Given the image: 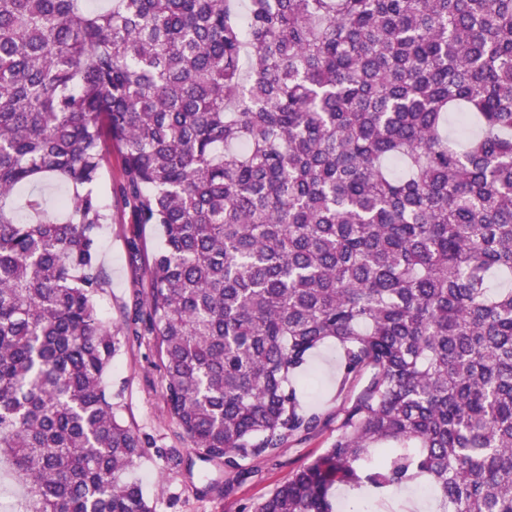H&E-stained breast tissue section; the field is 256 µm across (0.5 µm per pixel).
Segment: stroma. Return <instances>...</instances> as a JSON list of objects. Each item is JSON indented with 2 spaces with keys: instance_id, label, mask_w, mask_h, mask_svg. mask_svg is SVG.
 Instances as JSON below:
<instances>
[{
  "instance_id": "obj_1",
  "label": "stroma",
  "mask_w": 512,
  "mask_h": 512,
  "mask_svg": "<svg viewBox=\"0 0 512 512\" xmlns=\"http://www.w3.org/2000/svg\"><path fill=\"white\" fill-rule=\"evenodd\" d=\"M112 221L98 236V261L104 288L98 300L103 321L120 334V350L105 376L118 416L150 440L151 446L133 477L153 502L156 512H241L271 495L291 472L322 454L336 436L335 424H328L302 444L283 449L274 461L248 463V472L234 484L230 495L203 496L198 492L207 481L223 479L222 467L196 463L193 470L171 468L165 459L168 449L191 456L192 444L178 424L166 413L162 375L153 337L129 336L135 318L137 292L147 288L141 266L131 264L128 242L138 238L145 252L159 243L156 229L133 223L128 209L116 198H107ZM337 353L333 344L320 346L311 356L303 378L302 401L308 408L335 417L341 398L336 391Z\"/></svg>"
}]
</instances>
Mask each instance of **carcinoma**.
Instances as JSON below:
<instances>
[{"label": "carcinoma", "mask_w": 512, "mask_h": 512, "mask_svg": "<svg viewBox=\"0 0 512 512\" xmlns=\"http://www.w3.org/2000/svg\"><path fill=\"white\" fill-rule=\"evenodd\" d=\"M83 2L0 0V460L24 512H155L103 385L107 145L161 238L131 335L224 465L207 490L324 426L293 377L331 342L336 438L253 512L422 481L438 512H512V0Z\"/></svg>", "instance_id": "cac0c4a2"}]
</instances>
